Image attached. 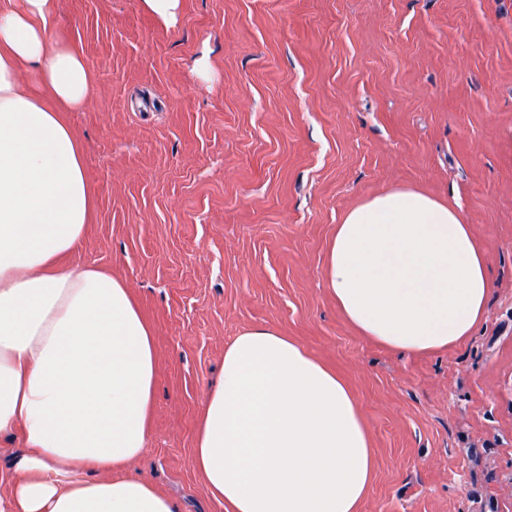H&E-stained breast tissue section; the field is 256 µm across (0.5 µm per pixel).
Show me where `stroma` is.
<instances>
[{
	"label": "stroma",
	"mask_w": 512,
	"mask_h": 512,
	"mask_svg": "<svg viewBox=\"0 0 512 512\" xmlns=\"http://www.w3.org/2000/svg\"><path fill=\"white\" fill-rule=\"evenodd\" d=\"M52 5L92 78L64 115L95 199L65 262L121 277L154 342L128 474L226 512L191 465L203 394L268 326L358 399V512H512V0H181L175 28L143 0ZM399 188L459 210L490 279L471 336L428 353L362 336L327 283L337 224Z\"/></svg>",
	"instance_id": "obj_1"
}]
</instances>
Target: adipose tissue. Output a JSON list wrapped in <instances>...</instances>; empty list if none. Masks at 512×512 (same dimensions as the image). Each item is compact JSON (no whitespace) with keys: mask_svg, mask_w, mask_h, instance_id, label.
Returning a JSON list of instances; mask_svg holds the SVG:
<instances>
[{"mask_svg":"<svg viewBox=\"0 0 512 512\" xmlns=\"http://www.w3.org/2000/svg\"><path fill=\"white\" fill-rule=\"evenodd\" d=\"M51 11L52 0L0 6V435L26 443L0 468V512H174L125 473L147 446L151 332L122 279L64 262L93 197L62 115L84 107L91 75L51 40ZM327 278L351 325L406 353L470 336L490 287L460 213L410 189L346 214ZM191 464L230 512H357L374 474L355 394L263 326L225 348Z\"/></svg>","mask_w":512,"mask_h":512,"instance_id":"adipose-tissue-1","label":"adipose tissue"}]
</instances>
